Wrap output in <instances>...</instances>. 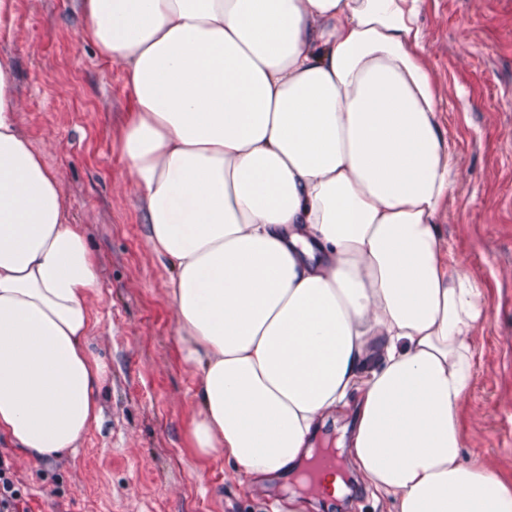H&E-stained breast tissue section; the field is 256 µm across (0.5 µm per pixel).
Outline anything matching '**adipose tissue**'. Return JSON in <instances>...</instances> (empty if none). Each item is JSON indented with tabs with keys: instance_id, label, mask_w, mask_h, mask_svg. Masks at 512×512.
I'll use <instances>...</instances> for the list:
<instances>
[{
	"instance_id": "obj_1",
	"label": "adipose tissue",
	"mask_w": 512,
	"mask_h": 512,
	"mask_svg": "<svg viewBox=\"0 0 512 512\" xmlns=\"http://www.w3.org/2000/svg\"><path fill=\"white\" fill-rule=\"evenodd\" d=\"M423 0H82L118 65L147 243L173 272L191 437L238 484L295 473L353 407L351 469L396 512H505L463 460L485 287L438 241L457 165ZM0 57V442L41 460L103 422L100 285ZM351 418L344 412H337L326 421V424L320 429L322 436L331 439H340L349 435Z\"/></svg>"
}]
</instances>
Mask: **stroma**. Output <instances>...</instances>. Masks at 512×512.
Masks as SVG:
<instances>
[{
    "label": "stroma",
    "instance_id": "1",
    "mask_svg": "<svg viewBox=\"0 0 512 512\" xmlns=\"http://www.w3.org/2000/svg\"><path fill=\"white\" fill-rule=\"evenodd\" d=\"M458 177L438 233L486 288L467 409L465 458L512 474V0H423L419 19ZM80 0H15L11 39L22 134L57 173L83 225L101 288L92 343L105 379L102 430L76 454H1L31 512H271L284 479L252 487L203 457L189 429L195 373L181 359L170 272L146 241L144 207L116 135L131 106L121 69L81 36Z\"/></svg>",
    "mask_w": 512,
    "mask_h": 512
}]
</instances>
